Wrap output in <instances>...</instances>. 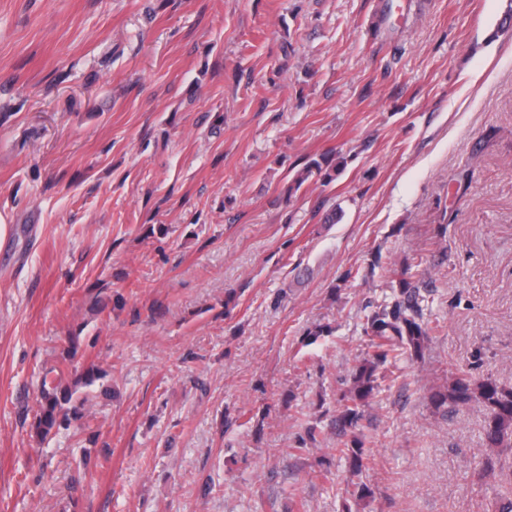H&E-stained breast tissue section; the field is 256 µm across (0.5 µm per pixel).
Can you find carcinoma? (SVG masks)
<instances>
[{
    "mask_svg": "<svg viewBox=\"0 0 512 512\" xmlns=\"http://www.w3.org/2000/svg\"><path fill=\"white\" fill-rule=\"evenodd\" d=\"M342 164L310 160L293 178L288 192L298 191L306 182L316 179L327 185L336 180ZM411 265L404 261L393 270L389 297L372 306L366 316L364 333L370 337L373 355L363 360L353 371L341 396L336 431L340 435L355 428L363 417L364 408L379 388V367L403 357H420L430 341L429 327L424 318L421 285L412 279ZM97 367L90 365L86 372L74 376L70 386L62 385V376L43 377L40 384L38 413L34 422L36 435L45 438L59 424L70 419L86 417L88 395L78 394V387H88L96 379ZM436 407H460L472 402L482 404L488 411L484 440L491 450L512 449V388L492 378L476 380L459 373L448 387L435 393ZM364 441L358 437L350 441L347 458L353 473L363 467Z\"/></svg>",
    "mask_w": 512,
    "mask_h": 512,
    "instance_id": "cac0c4a2",
    "label": "carcinoma"
}]
</instances>
